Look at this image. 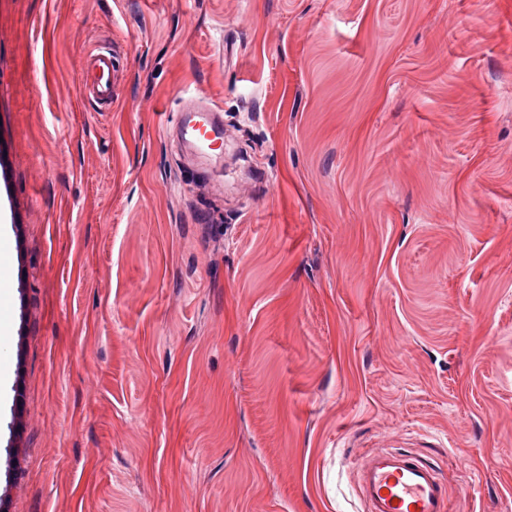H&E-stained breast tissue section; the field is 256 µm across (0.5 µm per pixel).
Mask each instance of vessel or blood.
Here are the masks:
<instances>
[{
    "mask_svg": "<svg viewBox=\"0 0 512 512\" xmlns=\"http://www.w3.org/2000/svg\"><path fill=\"white\" fill-rule=\"evenodd\" d=\"M96 82L85 88L102 109L112 105V51L102 49L91 59ZM195 146L208 148L211 138L221 137L212 120L186 125ZM365 512H450L447 479L431 464L409 451L380 449L366 456L357 473Z\"/></svg>",
    "mask_w": 512,
    "mask_h": 512,
    "instance_id": "1",
    "label": "vessel or blood"
}]
</instances>
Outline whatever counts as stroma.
Masks as SVG:
<instances>
[{
    "mask_svg": "<svg viewBox=\"0 0 512 512\" xmlns=\"http://www.w3.org/2000/svg\"><path fill=\"white\" fill-rule=\"evenodd\" d=\"M0 222V512H512V0H0ZM112 58V50L108 48L95 54L90 62L98 78L90 85L87 82L85 84L87 96L104 110H109L112 105ZM185 134H188L197 148H209V142L214 138L222 136V128L214 120H203L202 124L190 125L189 123L184 126ZM357 483L366 512H450L447 479L409 451L370 453Z\"/></svg>",
    "mask_w": 512,
    "mask_h": 512,
    "instance_id": "1",
    "label": "stroma"
}]
</instances>
